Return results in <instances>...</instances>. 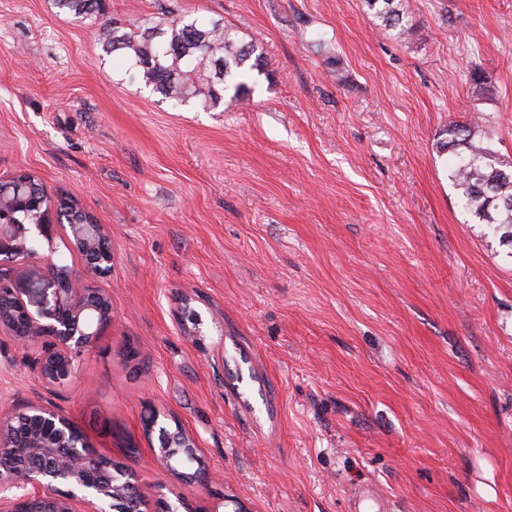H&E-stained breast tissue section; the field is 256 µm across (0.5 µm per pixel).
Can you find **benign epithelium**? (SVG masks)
<instances>
[{
    "mask_svg": "<svg viewBox=\"0 0 512 512\" xmlns=\"http://www.w3.org/2000/svg\"><path fill=\"white\" fill-rule=\"evenodd\" d=\"M54 204L47 203L33 224L4 218L0 205V335L34 354L33 366L48 390L68 385L77 373L76 362L92 350L112 323V300L97 287L112 267L108 230L84 214L68 225L67 245L82 259L75 270L53 262L47 274L29 280L25 293L13 288L14 266L36 253V244L52 241L57 225L47 218ZM53 297L51 312L33 313L31 299ZM50 322L45 323L43 319ZM18 411H0V512H128V498L137 499L139 512H148V499L138 479L124 466L99 456L87 445L69 418L50 404H30L25 427H15ZM146 430L157 433L158 464L179 473L185 481H204L202 470L178 472L174 463L197 459L195 438L178 421L168 424L153 413ZM86 510H79V506ZM183 498L156 500V512H181Z\"/></svg>",
    "mask_w": 512,
    "mask_h": 512,
    "instance_id": "7a95c632",
    "label": "benign epithelium"
}]
</instances>
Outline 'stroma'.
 Returning a JSON list of instances; mask_svg holds the SVG:
<instances>
[{
  "instance_id": "1",
  "label": "stroma",
  "mask_w": 512,
  "mask_h": 512,
  "mask_svg": "<svg viewBox=\"0 0 512 512\" xmlns=\"http://www.w3.org/2000/svg\"><path fill=\"white\" fill-rule=\"evenodd\" d=\"M409 5L400 38L363 0H105L81 20L0 0V181L36 175L113 252L112 323L74 383L48 392L0 339V410L53 402L190 512H350L365 485L394 512H512V246L470 222L440 150L474 118L512 162V0ZM174 18L253 45L248 97L173 105L98 44L102 21ZM152 409L208 483L159 467Z\"/></svg>"
}]
</instances>
